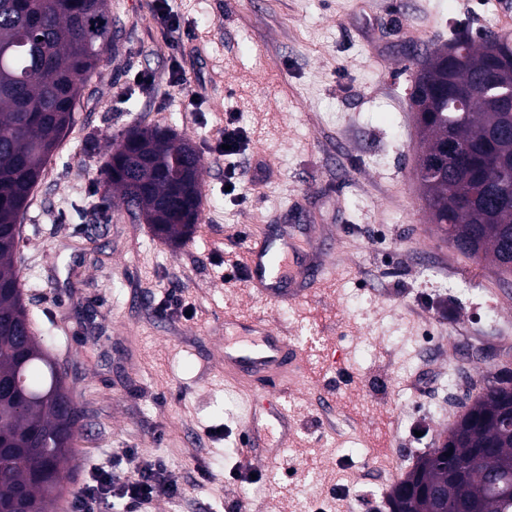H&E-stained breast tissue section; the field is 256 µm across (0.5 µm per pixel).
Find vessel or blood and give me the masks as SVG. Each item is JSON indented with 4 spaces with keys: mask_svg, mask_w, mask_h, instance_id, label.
<instances>
[{
    "mask_svg": "<svg viewBox=\"0 0 512 512\" xmlns=\"http://www.w3.org/2000/svg\"><path fill=\"white\" fill-rule=\"evenodd\" d=\"M289 236L256 237L245 252L247 281L267 300H297L324 278L323 265L299 270L288 262ZM242 335L224 345V368L262 389L279 388L296 362V350L287 337L257 319L242 320Z\"/></svg>",
    "mask_w": 512,
    "mask_h": 512,
    "instance_id": "vessel-or-blood-1",
    "label": "vessel or blood"
}]
</instances>
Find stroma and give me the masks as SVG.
<instances>
[{"mask_svg": "<svg viewBox=\"0 0 512 512\" xmlns=\"http://www.w3.org/2000/svg\"><path fill=\"white\" fill-rule=\"evenodd\" d=\"M169 5L174 33L154 0H109V61L21 217L24 303L82 411L54 512L118 448L164 458L189 485L151 512H387L391 486L445 440L476 383L512 371V276L430 223L408 98L415 42L495 29L512 0ZM177 60L189 87L169 78ZM141 72L155 84H136ZM190 88L204 95L192 112ZM230 115L249 139L240 189L264 182L244 201L225 192L213 149ZM137 126L172 129L200 154L202 213L180 243L104 197L106 145ZM260 227L287 228L296 261L324 260L331 283L293 305L225 284L220 250ZM172 286L197 318L159 309ZM229 316L265 318L306 363L286 381L294 437L282 467L251 460L252 485L229 477L253 402L224 370Z\"/></svg>", "mask_w": 512, "mask_h": 512, "instance_id": "1", "label": "stroma"}]
</instances>
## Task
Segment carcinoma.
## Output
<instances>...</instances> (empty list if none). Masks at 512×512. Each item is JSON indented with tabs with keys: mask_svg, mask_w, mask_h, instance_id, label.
<instances>
[{
	"mask_svg": "<svg viewBox=\"0 0 512 512\" xmlns=\"http://www.w3.org/2000/svg\"><path fill=\"white\" fill-rule=\"evenodd\" d=\"M108 0H0V506L52 512L65 491L62 464L73 453L81 410L37 335L23 302L14 257L16 229L33 187L61 139L89 78L110 48ZM428 49L413 85L419 145L442 177L419 167L434 224L460 252L512 271V131L502 94L512 90V36L464 33ZM498 61L496 81L480 80ZM473 88L465 107L443 93ZM103 192L150 217L155 235L179 242L199 220L203 170L196 148L175 133L135 127L106 147ZM512 374H489L448 441L418 457L391 488L393 512H512Z\"/></svg>",
	"mask_w": 512,
	"mask_h": 512,
	"instance_id": "obj_1",
	"label": "carcinoma"
}]
</instances>
